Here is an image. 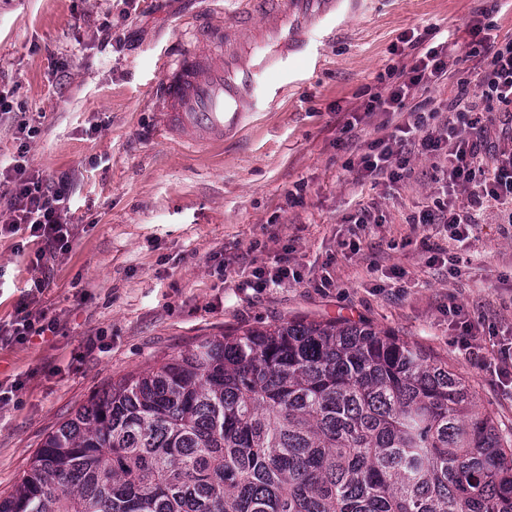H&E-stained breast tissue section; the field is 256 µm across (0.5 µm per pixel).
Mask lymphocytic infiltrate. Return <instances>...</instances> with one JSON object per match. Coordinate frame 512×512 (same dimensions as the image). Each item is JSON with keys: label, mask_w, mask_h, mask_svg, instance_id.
<instances>
[{"label": "lymphocytic infiltrate", "mask_w": 512, "mask_h": 512, "mask_svg": "<svg viewBox=\"0 0 512 512\" xmlns=\"http://www.w3.org/2000/svg\"><path fill=\"white\" fill-rule=\"evenodd\" d=\"M496 29L487 11H480L474 19L470 27L472 52L485 58L486 68L475 85L459 81L457 94L446 106L448 120L444 128L430 124L438 113L431 99H414L418 92L427 91L432 82L452 76L448 65L454 47L435 28L403 36L402 42L411 55L410 66L400 69L386 93L372 94L362 105L367 113L405 112L409 118L396 125L390 135L368 143L359 157V175L375 183L395 180L409 164L405 153L409 146L425 156L447 151L455 160L449 180L468 187L469 192L461 203L421 211L417 221L448 225L459 239L468 237L483 211L512 205V153L499 159L494 169L484 165V115L512 113V38L499 37ZM0 183L7 185L10 195V216L1 228L8 232L28 229L54 256L70 249L74 228L67 220L70 190L66 181L53 187L46 185L42 178L27 174L17 164L0 172ZM56 330V320L47 318L31 298L19 302L11 322L0 324V343L19 342Z\"/></svg>", "instance_id": "lymphocytic-infiltrate-1"}]
</instances>
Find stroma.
Masks as SVG:
<instances>
[{"mask_svg": "<svg viewBox=\"0 0 512 512\" xmlns=\"http://www.w3.org/2000/svg\"><path fill=\"white\" fill-rule=\"evenodd\" d=\"M492 0H363L295 56L271 110L219 141L160 136L161 63L192 23L232 19L237 0H0V163L46 184L68 177V254L38 257L27 231L0 235V324L33 279L57 334L0 345V497L44 434L113 381L196 341L275 319L366 321L446 359L481 409L512 430V208H493L468 238L411 218L449 198L446 156L411 154L400 180L361 184L347 160L402 117L348 112L410 65L400 38L437 27L457 46L435 103L485 67L469 27ZM36 128L25 138L21 126ZM369 223H360L363 214ZM292 275L262 289L254 268ZM478 330L465 351L450 307Z\"/></svg>", "mask_w": 512, "mask_h": 512, "instance_id": "obj_1", "label": "stroma"}]
</instances>
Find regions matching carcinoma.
<instances>
[{
	"instance_id": "1",
	"label": "carcinoma",
	"mask_w": 512,
	"mask_h": 512,
	"mask_svg": "<svg viewBox=\"0 0 512 512\" xmlns=\"http://www.w3.org/2000/svg\"><path fill=\"white\" fill-rule=\"evenodd\" d=\"M0 512H512V443L422 347L289 319L92 395Z\"/></svg>"
}]
</instances>
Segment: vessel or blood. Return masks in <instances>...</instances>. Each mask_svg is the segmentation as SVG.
Listing matches in <instances>:
<instances>
[{
    "instance_id": "obj_1",
    "label": "vessel or blood",
    "mask_w": 512,
    "mask_h": 512,
    "mask_svg": "<svg viewBox=\"0 0 512 512\" xmlns=\"http://www.w3.org/2000/svg\"><path fill=\"white\" fill-rule=\"evenodd\" d=\"M341 3L268 0L273 19L259 26L252 19L257 0H242L235 20L197 30L174 59L162 63L164 129L220 138L240 127L249 113L273 106L281 89L271 74L286 72L292 56L310 51L314 28L334 21ZM209 43L223 48L218 60L206 58Z\"/></svg>"
}]
</instances>
